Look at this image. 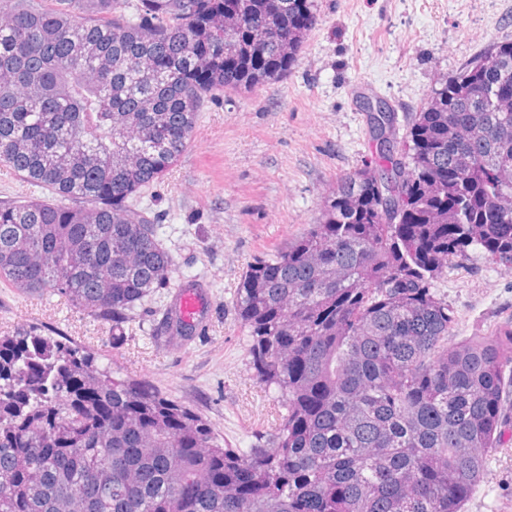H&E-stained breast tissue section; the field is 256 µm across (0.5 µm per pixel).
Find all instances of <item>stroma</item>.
<instances>
[{
	"label": "stroma",
	"instance_id": "obj_1",
	"mask_svg": "<svg viewBox=\"0 0 512 512\" xmlns=\"http://www.w3.org/2000/svg\"><path fill=\"white\" fill-rule=\"evenodd\" d=\"M512 39V0H318V21L284 78L208 96L187 151L132 198L159 224L176 277L206 281L208 327L180 346L156 328L169 294L135 310L120 344L112 326L59 293L0 282V336L34 329L94 353L115 377L144 382L200 415L228 447L268 435L279 407L254 382L233 299L243 271L302 235L337 180L375 153L368 104L399 125L488 44ZM433 291L452 311V341L512 324V268L482 252L452 260ZM465 512H512V427L487 457Z\"/></svg>",
	"mask_w": 512,
	"mask_h": 512
}]
</instances>
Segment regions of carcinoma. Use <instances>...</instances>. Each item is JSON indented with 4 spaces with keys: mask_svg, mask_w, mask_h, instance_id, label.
Instances as JSON below:
<instances>
[{
    "mask_svg": "<svg viewBox=\"0 0 512 512\" xmlns=\"http://www.w3.org/2000/svg\"><path fill=\"white\" fill-rule=\"evenodd\" d=\"M52 2L0 0V166L71 205L0 206V281L57 291L118 343L175 273L128 200L187 150L205 97L288 72L317 0ZM511 100L495 41L247 265L234 309L280 404L262 443L224 447L76 344L0 336V512H464L502 444L512 326L448 344L432 285L471 248L512 267Z\"/></svg>",
    "mask_w": 512,
    "mask_h": 512,
    "instance_id": "obj_1",
    "label": "carcinoma"
}]
</instances>
